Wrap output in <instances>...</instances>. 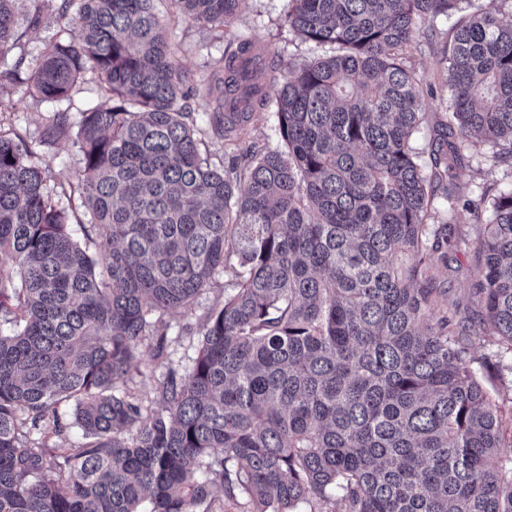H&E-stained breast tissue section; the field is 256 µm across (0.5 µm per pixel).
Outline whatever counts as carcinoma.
I'll use <instances>...</instances> for the list:
<instances>
[{"label": "carcinoma", "instance_id": "carcinoma-1", "mask_svg": "<svg viewBox=\"0 0 512 512\" xmlns=\"http://www.w3.org/2000/svg\"><path fill=\"white\" fill-rule=\"evenodd\" d=\"M19 2L0 0V90L51 105L42 145L77 128L74 192L99 241L91 255L73 240L48 162L0 133V512H197L217 485L250 512H512V407L486 387L512 373V189L472 202L457 173L479 142L512 165V22L458 18L464 0H290L286 25L322 53L280 83L257 45L229 57L214 134L257 105L277 122L278 144L241 169L201 152L200 88L155 0ZM171 2L214 27L246 4ZM49 10L78 38L10 55ZM441 18L454 22L437 92L408 55ZM88 72L104 96L75 117ZM428 125L424 154L412 139ZM461 207L478 253L470 338L440 309L431 263L458 247ZM227 267L192 366L146 408L127 386L140 345ZM481 335L497 351L477 362ZM73 425L89 442L65 448Z\"/></svg>", "mask_w": 512, "mask_h": 512}]
</instances>
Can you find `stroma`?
I'll list each match as a JSON object with an SVG mask.
<instances>
[{
  "label": "stroma",
  "instance_id": "obj_1",
  "mask_svg": "<svg viewBox=\"0 0 512 512\" xmlns=\"http://www.w3.org/2000/svg\"><path fill=\"white\" fill-rule=\"evenodd\" d=\"M287 7L286 0H248L246 7L225 25L216 30L178 17L169 0H158L159 17L170 24L177 56L190 74L194 84L207 85L223 73V58L236 51L239 42L251 40L264 48L266 57L278 58L283 63L296 62L311 56L314 46L303 41L282 24ZM445 24L437 28H423L421 48L413 52L409 62L423 83H437L443 69L440 49L445 40ZM0 99L13 104L14 109L0 114V130L16 133L30 142H38L42 132L46 107L24 95L21 86L8 85L0 91ZM192 117L203 132V149L210 152L215 162L224 164L244 160L251 148L275 145L274 116L264 112L259 121L249 125L232 141L213 139L209 133V115L212 104L209 98L197 97L191 102ZM39 153L50 164L48 187L56 201L72 207V236L81 248L95 252L96 246L85 225L84 209L79 199H67L62 190L76 182L83 168L82 156L72 139L58 140L52 147L40 148ZM491 145L466 152L458 170L459 181L465 195L475 198L487 188H501L512 184V171L493 166ZM454 226L456 235L465 243L459 250L449 252L448 269L444 273L447 294L442 307L456 318L470 315L474 305L470 300V287L476 274L475 247L471 243L473 220L470 213L460 211ZM234 281L232 272L217 275L210 289L197 297L190 308L179 309L164 315L169 329L165 340L149 337L139 348L140 375L135 376L132 387L146 400L156 397L155 379L168 369L186 371L196 356L199 336L196 332L198 319L223 298L225 288Z\"/></svg>",
  "mask_w": 512,
  "mask_h": 512
}]
</instances>
